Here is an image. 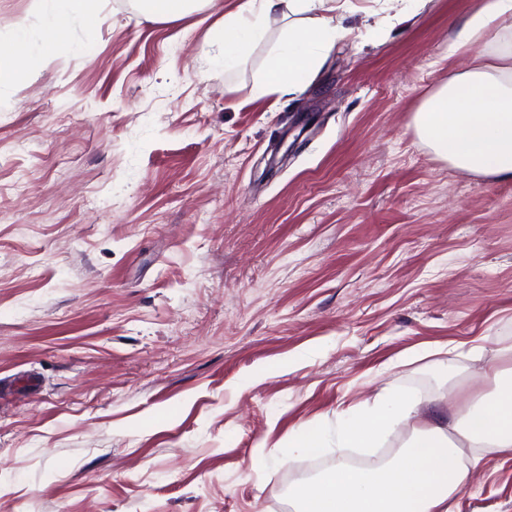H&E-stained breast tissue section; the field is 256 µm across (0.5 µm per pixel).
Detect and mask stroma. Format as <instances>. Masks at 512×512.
Returning <instances> with one entry per match:
<instances>
[{
	"label": "stroma",
	"instance_id": "35a3bbf8",
	"mask_svg": "<svg viewBox=\"0 0 512 512\" xmlns=\"http://www.w3.org/2000/svg\"><path fill=\"white\" fill-rule=\"evenodd\" d=\"M236 0L174 21L104 0L0 88V512H290L303 424L389 385L466 405L512 343V182L437 160L411 125L467 54L472 0L390 37L345 24L318 79L255 96L201 53ZM454 512H512V456Z\"/></svg>",
	"mask_w": 512,
	"mask_h": 512
}]
</instances>
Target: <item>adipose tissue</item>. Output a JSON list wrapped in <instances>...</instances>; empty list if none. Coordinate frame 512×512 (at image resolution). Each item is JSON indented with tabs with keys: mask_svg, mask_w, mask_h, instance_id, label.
Listing matches in <instances>:
<instances>
[{
	"mask_svg": "<svg viewBox=\"0 0 512 512\" xmlns=\"http://www.w3.org/2000/svg\"><path fill=\"white\" fill-rule=\"evenodd\" d=\"M361 0H239L211 31V64L233 72L247 65L271 19L281 21L256 95H292L323 68L336 43L351 31L346 15ZM41 55H52L74 23L98 13L99 0H38ZM512 21V0H473L470 14L453 31L449 53L476 50L471 65L449 72L414 112L419 141L453 169L494 181H512V48H481L489 34ZM12 43L0 45V86L25 82L28 28L12 25ZM488 390L467 410L456 405L457 389L426 402L382 388L363 408L337 419L334 429L311 427L296 435L292 450L310 455L337 448H371L398 428L409 437L391 461L359 470L336 464L288 488L295 512H454L469 468L468 448L482 455H512V346L497 350Z\"/></svg>",
	"mask_w": 512,
	"mask_h": 512,
	"instance_id": "1",
	"label": "adipose tissue"
}]
</instances>
